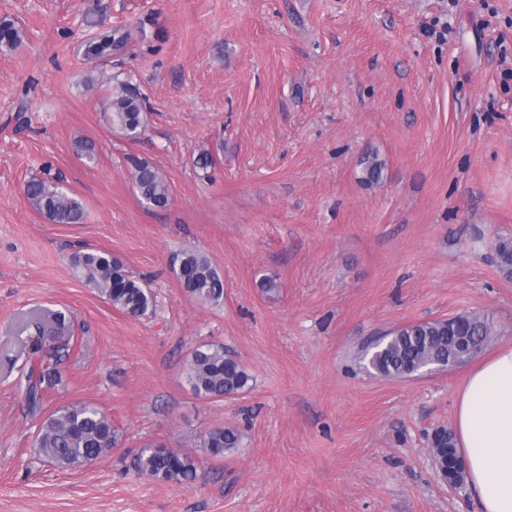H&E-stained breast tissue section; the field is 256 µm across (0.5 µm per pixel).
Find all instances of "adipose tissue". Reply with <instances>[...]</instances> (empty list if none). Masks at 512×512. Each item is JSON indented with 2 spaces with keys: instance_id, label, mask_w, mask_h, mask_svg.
Instances as JSON below:
<instances>
[{
  "instance_id": "1",
  "label": "adipose tissue",
  "mask_w": 512,
  "mask_h": 512,
  "mask_svg": "<svg viewBox=\"0 0 512 512\" xmlns=\"http://www.w3.org/2000/svg\"><path fill=\"white\" fill-rule=\"evenodd\" d=\"M454 429L479 512H512V344L472 368L455 397Z\"/></svg>"
}]
</instances>
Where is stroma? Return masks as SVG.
Here are the masks:
<instances>
[{"mask_svg":"<svg viewBox=\"0 0 512 512\" xmlns=\"http://www.w3.org/2000/svg\"><path fill=\"white\" fill-rule=\"evenodd\" d=\"M4 20L20 42L0 47V512H478L427 457L468 365L387 378L361 352L472 313L491 318L489 347L512 342L494 251L512 236V0H0ZM105 35L116 47L89 53ZM118 80L143 100L136 140L109 118ZM368 153L384 164L372 183ZM132 156L166 178V208L139 200ZM34 176L59 180L83 223L37 214ZM81 249L119 259L153 312L88 286ZM186 250L223 277L220 304L181 287ZM56 312L73 337L34 414L25 347ZM208 342L249 390L193 393L186 364ZM79 402L118 442L63 470L36 434ZM218 426L242 446L198 452L192 486L138 471L141 449Z\"/></svg>","mask_w":512,"mask_h":512,"instance_id":"obj_1","label":"stroma"}]
</instances>
